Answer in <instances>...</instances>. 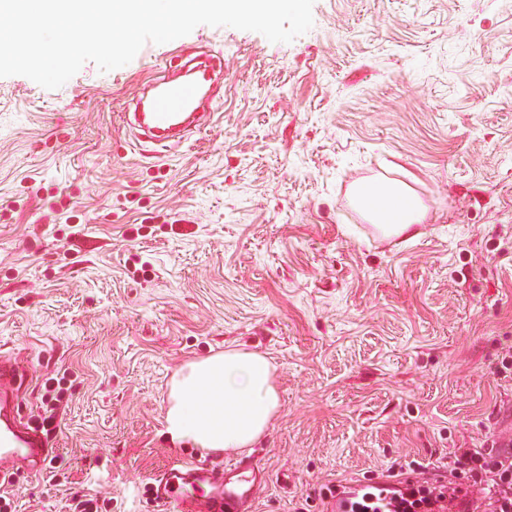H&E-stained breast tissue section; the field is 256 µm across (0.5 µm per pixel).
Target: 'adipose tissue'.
<instances>
[{
  "label": "adipose tissue",
  "mask_w": 512,
  "mask_h": 512,
  "mask_svg": "<svg viewBox=\"0 0 512 512\" xmlns=\"http://www.w3.org/2000/svg\"><path fill=\"white\" fill-rule=\"evenodd\" d=\"M352 203L389 237L409 234L427 216L411 187L401 182L360 185ZM278 408L274 367L266 355L229 348L181 370L171 387L166 430L176 444L242 450L267 432Z\"/></svg>",
  "instance_id": "ef3b65f1"
}]
</instances>
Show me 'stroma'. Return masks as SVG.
<instances>
[{"label": "stroma", "mask_w": 512, "mask_h": 512, "mask_svg": "<svg viewBox=\"0 0 512 512\" xmlns=\"http://www.w3.org/2000/svg\"><path fill=\"white\" fill-rule=\"evenodd\" d=\"M312 14L289 43L200 25L55 90L0 77V354L25 421L48 378L68 404L58 472L0 484L13 512H159L157 475L223 464L165 415L181 368L231 347L267 355L280 401L248 512H326L393 461L512 439V0ZM175 49L220 56L216 116L151 156L124 114ZM365 181L417 192L415 236L364 220Z\"/></svg>", "instance_id": "stroma-1"}]
</instances>
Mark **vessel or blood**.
<instances>
[{
  "label": "vessel or blood",
  "instance_id": "b4317fda",
  "mask_svg": "<svg viewBox=\"0 0 512 512\" xmlns=\"http://www.w3.org/2000/svg\"><path fill=\"white\" fill-rule=\"evenodd\" d=\"M216 60L211 53L182 56V64L192 65L193 78L176 79L175 68H166L154 83L152 97L136 100L130 129L142 147L155 152L174 148L213 121V113L204 112L203 106ZM18 378L13 367L0 361V479L9 475L11 463L23 460L36 469L50 454L47 435L18 420L19 397L5 390ZM264 479V469L252 456L230 458L220 467L193 461L156 478L152 497L163 512H243L254 487ZM441 503L445 512H470V495L457 482L446 486Z\"/></svg>",
  "mask_w": 512,
  "mask_h": 512
}]
</instances>
